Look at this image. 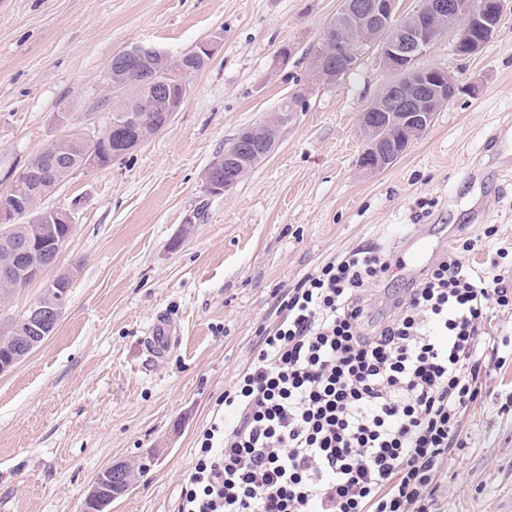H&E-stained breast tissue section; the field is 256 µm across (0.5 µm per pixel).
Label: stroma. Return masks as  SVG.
Instances as JSON below:
<instances>
[{
    "mask_svg": "<svg viewBox=\"0 0 512 512\" xmlns=\"http://www.w3.org/2000/svg\"><path fill=\"white\" fill-rule=\"evenodd\" d=\"M341 0H0V194L61 135L98 134L110 111L113 56L141 44L179 56L220 31L214 59L192 74L180 112L111 165L79 171L47 199L74 230L57 271H72L54 332L0 374V512H81L97 474L133 466L112 512H181V488L224 392L248 365L279 297L324 260L375 243L408 258L496 233L470 265L512 266V182L470 181L495 167L485 133L512 119V0L475 55L454 33L423 57L459 93L390 167L362 176L360 116L389 80L363 51L333 84L310 62ZM285 66L275 67L281 48ZM312 89L269 157L231 191L205 173L238 134ZM166 314L176 345L151 358L148 327ZM467 446L437 474L438 512H512V354L492 367L461 415Z\"/></svg>",
    "mask_w": 512,
    "mask_h": 512,
    "instance_id": "obj_1",
    "label": "stroma"
}]
</instances>
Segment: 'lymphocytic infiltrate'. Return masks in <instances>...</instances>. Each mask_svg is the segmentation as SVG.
I'll use <instances>...</instances> for the list:
<instances>
[{
	"instance_id": "1",
	"label": "lymphocytic infiltrate",
	"mask_w": 512,
	"mask_h": 512,
	"mask_svg": "<svg viewBox=\"0 0 512 512\" xmlns=\"http://www.w3.org/2000/svg\"><path fill=\"white\" fill-rule=\"evenodd\" d=\"M480 244L446 250L373 326L371 290L398 266L377 245L287 289L203 433L181 512H433L437 473L467 444L460 417L512 345L485 331L512 289L464 262Z\"/></svg>"
}]
</instances>
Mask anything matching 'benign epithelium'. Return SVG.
Here are the masks:
<instances>
[{"mask_svg": "<svg viewBox=\"0 0 512 512\" xmlns=\"http://www.w3.org/2000/svg\"><path fill=\"white\" fill-rule=\"evenodd\" d=\"M505 0H483L476 7L471 0H426L413 13L399 17L397 0H342L340 12L334 21L336 34L345 31L356 34L349 43L336 42V47L357 53L369 47L377 51L383 67L391 73L407 71L402 80L386 83L380 93L366 106L361 125L364 126L365 149L359 158V169L365 176H374L391 166L397 159L432 125L437 108L448 103V97L455 95L458 84L443 68L419 67L416 60L423 58L430 47L448 32L456 33L453 51L459 56L477 54L484 41L493 36L498 28L499 17ZM466 18L465 27L459 29L452 20ZM224 39V33L216 31L199 43L193 54L209 62ZM118 57L128 62L149 57L161 68H166L171 57L155 47L133 45L122 50ZM181 72L173 70L166 79L150 80L130 78L128 84L143 89L148 98L160 105L159 117H150L138 110L121 111L115 119L108 121L107 131L116 134L115 148L118 151L131 150L142 144L149 130L162 131L179 112L189 93V83L179 79ZM344 72L327 60V55L316 54L311 60V76L315 82L334 83ZM309 91L300 87L289 94L290 109L277 112L271 117L274 130L287 124L290 113L304 102ZM405 127L409 136L392 145L384 144L387 127ZM275 140L264 141L257 149L252 138L243 134L237 141L238 149L224 152V165L231 168L240 163L237 151L244 153L259 150V160H265ZM66 153L49 144L40 152L39 163L28 166L26 181L47 179L64 167ZM81 168L87 171L102 168L100 155L94 147L86 145L80 152ZM18 197L8 200L0 198V223L11 224L18 216ZM38 224H64L73 230L74 218L71 212L59 208L40 211L32 215ZM65 246L63 241L48 239L34 245L27 243L0 255V276L5 279L29 275L35 279L53 267ZM62 314V307L54 302H43L27 308L26 322L30 335L19 337L16 351L18 358L27 356L51 335ZM132 481V469L125 464H112L103 470L101 476L92 482L86 500L96 512H111L112 500L125 491Z\"/></svg>", "mask_w": 512, "mask_h": 512, "instance_id": "benign-epithelium-1", "label": "benign epithelium"}]
</instances>
